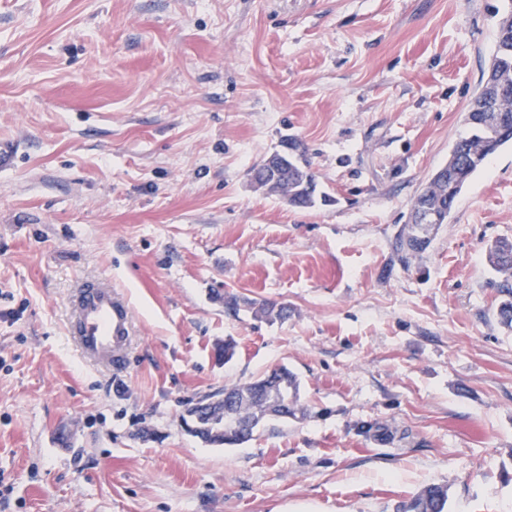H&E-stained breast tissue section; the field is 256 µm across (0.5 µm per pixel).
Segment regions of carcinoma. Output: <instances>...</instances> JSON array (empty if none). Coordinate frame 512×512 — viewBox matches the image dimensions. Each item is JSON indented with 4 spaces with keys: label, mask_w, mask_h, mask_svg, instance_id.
<instances>
[{
    "label": "carcinoma",
    "mask_w": 512,
    "mask_h": 512,
    "mask_svg": "<svg viewBox=\"0 0 512 512\" xmlns=\"http://www.w3.org/2000/svg\"><path fill=\"white\" fill-rule=\"evenodd\" d=\"M496 51L489 66L487 79L482 83L465 113L464 122L469 133L459 138L448 154V163L440 166L429 177L414 197L411 208L426 205L448 223L452 207L468 181L486 165L489 157L502 146L512 142V128L489 125L480 120L484 112H495L512 121V7L499 17L496 26ZM278 179L288 186V204L297 209H310L317 204V175L311 164L300 153H290L288 162L277 170ZM430 230L421 224H406L397 236L395 251L400 264L408 268L422 252L421 239ZM489 263L499 275L497 288L501 300L497 314L503 327L512 330V241L497 240L488 250ZM212 299L224 306L243 310L255 318L268 321L283 320L288 306L274 302H257L234 294L213 292ZM227 414L214 423L206 411L187 409L197 414L200 424L209 427L216 445H240L251 439L257 429V419L264 415L267 402H283L277 418L293 417L300 411V385L286 368L226 389ZM449 487L429 484L414 495L399 502L397 512H448Z\"/></svg>",
    "instance_id": "cac0c4a2"
}]
</instances>
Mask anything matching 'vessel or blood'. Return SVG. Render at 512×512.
Instances as JSON below:
<instances>
[{
  "label": "vessel or blood",
  "mask_w": 512,
  "mask_h": 512,
  "mask_svg": "<svg viewBox=\"0 0 512 512\" xmlns=\"http://www.w3.org/2000/svg\"><path fill=\"white\" fill-rule=\"evenodd\" d=\"M131 329L130 305L110 283L88 281L77 290L69 330L84 357L112 370H123Z\"/></svg>",
  "instance_id": "b4317fda"
}]
</instances>
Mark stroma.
I'll return each instance as SVG.
<instances>
[{
  "instance_id": "obj_1",
  "label": "stroma",
  "mask_w": 512,
  "mask_h": 512,
  "mask_svg": "<svg viewBox=\"0 0 512 512\" xmlns=\"http://www.w3.org/2000/svg\"><path fill=\"white\" fill-rule=\"evenodd\" d=\"M503 0H0V512H512V145L410 268L411 202L467 131ZM304 147L324 203L250 170ZM128 299V363L69 297ZM284 303L270 322L211 301ZM232 341L230 361L215 348ZM303 416L236 446L186 409L279 368ZM489 263L499 275L497 288L501 300L497 307L500 323L512 330V241L496 240L488 250ZM132 329L126 298L105 281H87L72 300L69 330L84 357L114 371L125 368ZM449 487L429 484L414 495L399 502L397 512H447Z\"/></svg>"
}]
</instances>
